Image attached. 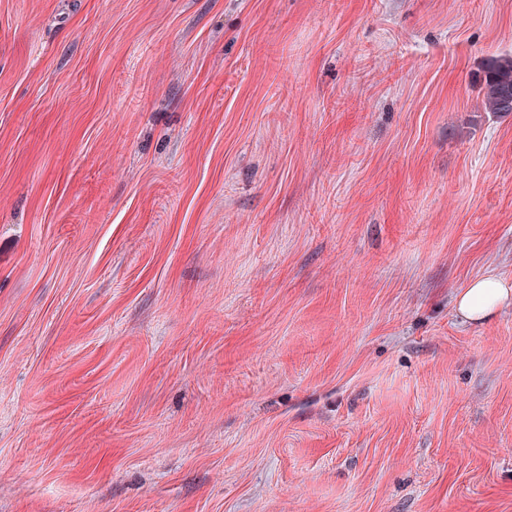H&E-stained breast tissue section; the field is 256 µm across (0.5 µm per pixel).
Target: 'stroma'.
Instances as JSON below:
<instances>
[{
  "mask_svg": "<svg viewBox=\"0 0 512 512\" xmlns=\"http://www.w3.org/2000/svg\"><path fill=\"white\" fill-rule=\"evenodd\" d=\"M512 0H0V512H512ZM483 102L485 111L512 113V56L488 60L483 79ZM512 305V286L487 275L471 281L456 299V310L463 321L483 322L498 309Z\"/></svg>",
  "mask_w": 512,
  "mask_h": 512,
  "instance_id": "stroma-1",
  "label": "stroma"
}]
</instances>
